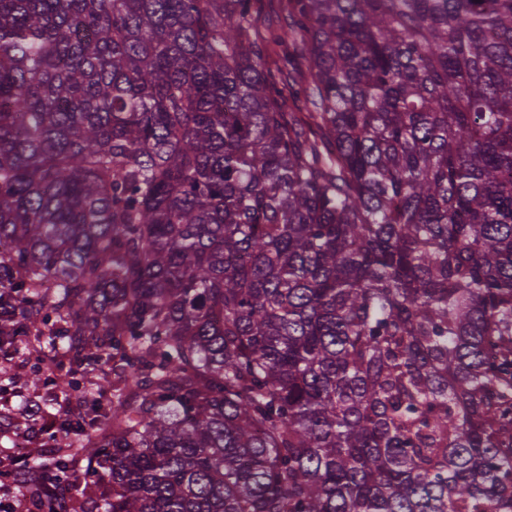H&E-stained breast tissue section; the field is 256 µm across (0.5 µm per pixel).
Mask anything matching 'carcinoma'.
<instances>
[{
  "label": "carcinoma",
  "instance_id": "carcinoma-1",
  "mask_svg": "<svg viewBox=\"0 0 512 512\" xmlns=\"http://www.w3.org/2000/svg\"><path fill=\"white\" fill-rule=\"evenodd\" d=\"M288 18L0 0V363L68 361L25 380L45 512L76 456L103 512H512V0Z\"/></svg>",
  "mask_w": 512,
  "mask_h": 512
}]
</instances>
